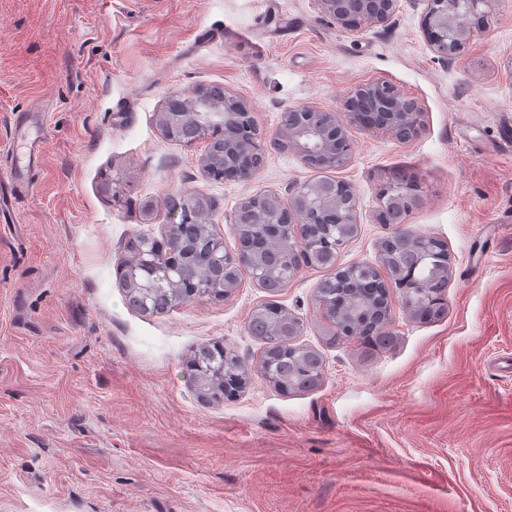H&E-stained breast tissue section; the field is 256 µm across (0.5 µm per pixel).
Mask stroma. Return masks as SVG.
Returning a JSON list of instances; mask_svg holds the SVG:
<instances>
[{
  "label": "stroma",
  "instance_id": "obj_1",
  "mask_svg": "<svg viewBox=\"0 0 512 512\" xmlns=\"http://www.w3.org/2000/svg\"><path fill=\"white\" fill-rule=\"evenodd\" d=\"M424 8L399 0L350 31L317 0H0V178L16 126L45 132L0 224V512H512V0L446 60ZM374 81L418 104L412 140L347 121L344 95ZM197 85L250 102L253 178L213 180L206 142L162 134L167 98ZM303 106L343 121L345 165L277 146ZM399 167L422 186L413 231L448 249V311L420 321L392 292L389 347L330 341L316 266L275 293L246 277L165 314L127 305V241L162 239L187 193L214 202L231 252L244 198L346 181L358 232L336 264H378L376 192ZM267 302L321 354L317 389L285 394L258 371L248 320ZM213 341L252 373L208 404L186 366Z\"/></svg>",
  "mask_w": 512,
  "mask_h": 512
}]
</instances>
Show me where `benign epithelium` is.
Masks as SVG:
<instances>
[{"label":"benign epithelium","instance_id":"7a95c632","mask_svg":"<svg viewBox=\"0 0 512 512\" xmlns=\"http://www.w3.org/2000/svg\"><path fill=\"white\" fill-rule=\"evenodd\" d=\"M323 12L344 27H357L387 22L398 6V0H318ZM427 7L422 19V30L430 51L439 58L451 55L450 49L463 46L472 35L462 21L464 15H484L480 7L490 0H425ZM344 107L354 122L365 127L383 129L398 140L412 137L420 126L421 110L417 103L405 97L393 84L375 81L355 88L345 97ZM224 111L241 115L251 113L250 105L232 93H224ZM297 119L283 122L284 135L277 146L296 152L310 166L319 164L328 168L345 165L350 156L344 126L336 113L309 107L292 110ZM184 113H159L158 123L168 138L183 122ZM263 145L256 140L241 143L224 152V170L234 180H245L258 171L256 154ZM356 197L354 188L342 180L327 179L303 183L294 187L288 200L275 191L245 198L241 207L251 211L254 224H278L288 236L301 243L305 239L304 225L311 223L317 211L336 210L340 224L355 223L356 207L350 206ZM378 209L405 207L413 211L421 202L420 188L413 185L397 186L377 191Z\"/></svg>","mask_w":512,"mask_h":512}]
</instances>
